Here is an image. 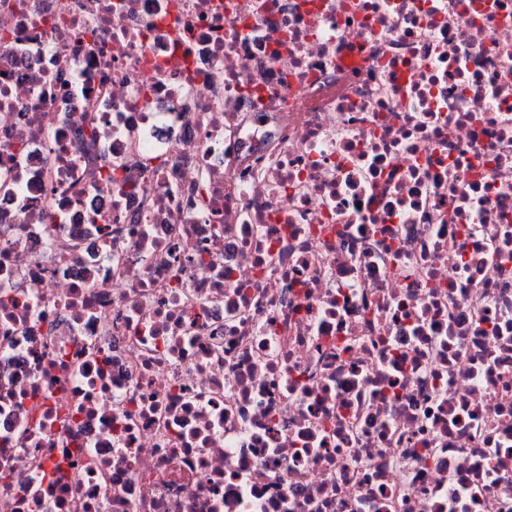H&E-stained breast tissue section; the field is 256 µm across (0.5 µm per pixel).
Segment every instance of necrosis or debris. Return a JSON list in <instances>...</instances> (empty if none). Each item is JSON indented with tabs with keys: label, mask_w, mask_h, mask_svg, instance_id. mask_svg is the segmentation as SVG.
Instances as JSON below:
<instances>
[{
	"label": "necrosis or debris",
	"mask_w": 512,
	"mask_h": 512,
	"mask_svg": "<svg viewBox=\"0 0 512 512\" xmlns=\"http://www.w3.org/2000/svg\"><path fill=\"white\" fill-rule=\"evenodd\" d=\"M0 512H512V0H0Z\"/></svg>",
	"instance_id": "1"
}]
</instances>
